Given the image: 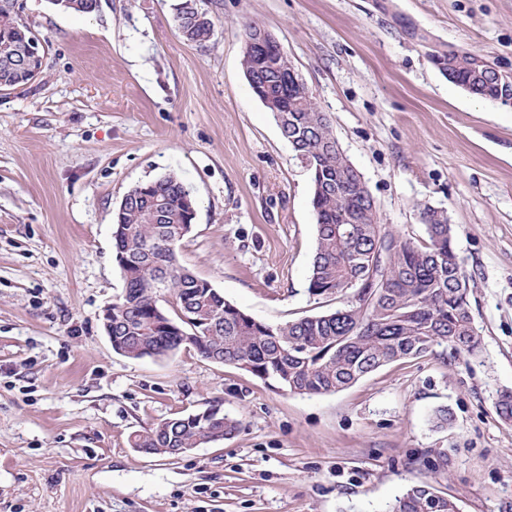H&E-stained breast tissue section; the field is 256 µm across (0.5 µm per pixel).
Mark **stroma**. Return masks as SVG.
<instances>
[{
	"instance_id": "35a3bbf8",
	"label": "stroma",
	"mask_w": 512,
	"mask_h": 512,
	"mask_svg": "<svg viewBox=\"0 0 512 512\" xmlns=\"http://www.w3.org/2000/svg\"><path fill=\"white\" fill-rule=\"evenodd\" d=\"M176 2H24L45 55L37 80L0 91V512H390L423 482L458 512H512V423L495 410L512 390V105L428 56L463 47L512 73V0H203V46ZM249 23L327 114L380 223L420 243L423 209L446 212L478 356L442 346L310 396L189 345L113 351V212L170 171L196 201L181 264L268 325L337 306L308 291L312 176L249 88ZM212 407L239 420L230 438L176 457L131 446ZM175 21L187 41L204 44L213 35V22L198 7L197 0H179L175 5Z\"/></svg>"
}]
</instances>
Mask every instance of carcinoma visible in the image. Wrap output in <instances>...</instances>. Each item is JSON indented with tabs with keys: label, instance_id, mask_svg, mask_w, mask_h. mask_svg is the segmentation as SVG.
Segmentation results:
<instances>
[{
	"label": "carcinoma",
	"instance_id": "1",
	"mask_svg": "<svg viewBox=\"0 0 512 512\" xmlns=\"http://www.w3.org/2000/svg\"><path fill=\"white\" fill-rule=\"evenodd\" d=\"M175 21L190 42L204 44L213 35V22L197 0H179ZM259 30L257 24L245 28L244 73L265 86L270 101L285 110L282 135L313 172L316 247L308 290L344 303L333 312L272 326L224 300L178 259L186 236L183 226L194 221L189 204L195 200L178 175L168 172L135 185L113 213V247L124 280L122 293L112 301L115 339L130 359L142 358L147 349L164 355L190 344L207 360L219 356L224 365H235L283 391L307 395L339 392L384 365L423 357L443 344L477 355L481 338L468 310V279L447 216L431 208L422 211L427 239L420 244L379 223L376 205L364 198L367 187L358 169L336 152L329 119L316 111L307 87L290 80L281 88L288 60L265 55L249 43ZM33 35L18 15L0 6L1 87L25 85L24 60L16 53ZM470 55L462 50L451 82L491 100L501 93L494 63L486 58L473 69ZM353 281L365 283L363 296L348 295ZM185 311L190 312L188 320L181 318ZM162 319L173 328L159 326ZM495 407L511 423L512 391L500 392ZM238 428L237 420L221 412L205 422L188 414L135 435L132 447L173 456L176 448L214 443ZM391 512L457 510L424 482L398 497Z\"/></svg>",
	"mask_w": 512,
	"mask_h": 512
}]
</instances>
